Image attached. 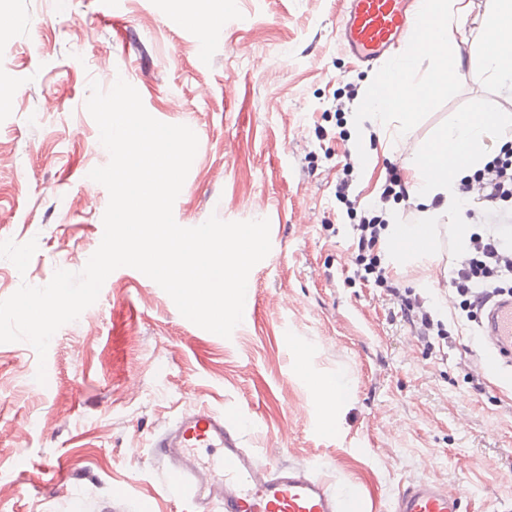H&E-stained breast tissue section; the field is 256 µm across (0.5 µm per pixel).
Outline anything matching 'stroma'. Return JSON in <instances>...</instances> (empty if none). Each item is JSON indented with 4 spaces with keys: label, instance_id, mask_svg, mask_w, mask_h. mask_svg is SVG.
Returning a JSON list of instances; mask_svg holds the SVG:
<instances>
[{
    "label": "stroma",
    "instance_id": "obj_1",
    "mask_svg": "<svg viewBox=\"0 0 512 512\" xmlns=\"http://www.w3.org/2000/svg\"><path fill=\"white\" fill-rule=\"evenodd\" d=\"M472 2L473 21L454 33L457 78L398 140L335 111L380 77L337 41L345 0H0L11 19L0 28V240L38 242L26 272L0 258V299L81 271L101 242L109 195L89 173L109 154L85 107L93 79L106 90L124 79L155 119L196 133L179 225L266 218L271 239L231 337L121 267L53 335L45 361L28 343L0 344V512H192L164 492L153 442L200 405L241 416L259 455L280 438L285 462L362 485L372 512L423 480L465 490L461 512H512V386L483 363L478 322L446 286L423 294L448 306L450 342L430 345L397 299L352 282L353 220L335 196L346 159L368 206L390 168L413 182L409 151L475 100L512 113V91L467 76L490 0ZM184 12L212 24L176 25ZM460 264L443 232L433 262L384 269L414 293ZM339 375L348 393L329 420L311 386Z\"/></svg>",
    "mask_w": 512,
    "mask_h": 512
}]
</instances>
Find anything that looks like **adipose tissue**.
Returning a JSON list of instances; mask_svg holds the SVG:
<instances>
[{"label": "adipose tissue", "mask_w": 512, "mask_h": 512, "mask_svg": "<svg viewBox=\"0 0 512 512\" xmlns=\"http://www.w3.org/2000/svg\"><path fill=\"white\" fill-rule=\"evenodd\" d=\"M484 49L480 65L471 78L478 84L512 88V0H492L482 19ZM461 66L459 55L436 57V77L424 83L408 82L393 92L370 91L362 101L358 118L374 125L393 126L402 135L419 117V111L442 90ZM512 133V113L495 112L481 102L461 113L448 127L440 129L424 147L407 161L415 172L410 192L421 209L413 224H388L383 232L384 247L395 262H422L433 252L438 223L458 213L461 179L483 168L487 139Z\"/></svg>", "instance_id": "1"}]
</instances>
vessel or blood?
Here are the masks:
<instances>
[{
  "instance_id": "obj_1",
  "label": "vessel or blood",
  "mask_w": 512,
  "mask_h": 512,
  "mask_svg": "<svg viewBox=\"0 0 512 512\" xmlns=\"http://www.w3.org/2000/svg\"><path fill=\"white\" fill-rule=\"evenodd\" d=\"M414 46L447 47L427 16L425 0H347L338 41L358 63L384 66L382 83L397 88L409 78L392 51ZM481 337L485 361L512 367V296L487 306ZM168 466L166 490L200 512H350L366 508L359 486L334 488L324 476L291 464L268 465L246 448L235 417L200 406L186 411L155 441ZM392 512H460L459 499L421 481L400 491Z\"/></svg>"
}]
</instances>
